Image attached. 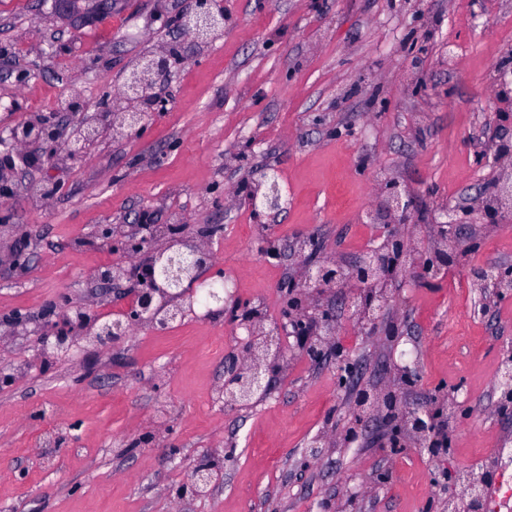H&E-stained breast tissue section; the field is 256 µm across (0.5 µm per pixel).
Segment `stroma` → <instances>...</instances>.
<instances>
[{"instance_id":"35a3bbf8","label":"stroma","mask_w":512,"mask_h":512,"mask_svg":"<svg viewBox=\"0 0 512 512\" xmlns=\"http://www.w3.org/2000/svg\"><path fill=\"white\" fill-rule=\"evenodd\" d=\"M99 2L0 0V161L13 163L0 179V512H425L448 474L512 448L495 390L512 293L481 315L472 288L474 273L512 266V221L481 214L450 228L460 261L399 276L375 329L352 318L345 289L316 296L311 313L334 317L336 345L317 363L282 332L288 367L248 408L215 393L248 338L236 309L198 304L162 331L136 324L108 347L41 351L77 312L107 321L125 309L129 282L100 273L137 261L140 224L205 239L203 280L231 279L237 308L268 328L286 320L300 242L318 239L309 264L347 267L382 243L367 215L386 180L414 202L401 236L429 251L443 209L492 177L471 139L512 144V110L492 85L512 60V0H219L224 28L202 45L175 25L194 0ZM165 46V111L114 126L129 71ZM35 118L59 140H10ZM85 125L99 135L82 149ZM267 172L284 205L272 217L245 201ZM340 345L356 387L394 388V358L419 373L404 405L454 395L447 450L394 455L372 425L303 460L351 424ZM200 463L219 481L182 496Z\"/></svg>"}]
</instances>
